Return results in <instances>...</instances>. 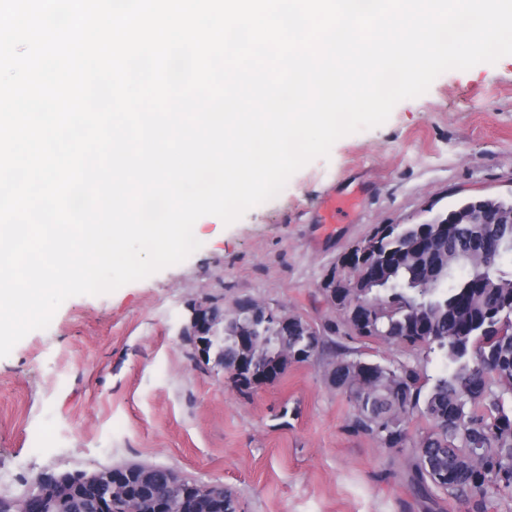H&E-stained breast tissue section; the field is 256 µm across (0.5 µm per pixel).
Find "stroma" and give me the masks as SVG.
Wrapping results in <instances>:
<instances>
[{
    "label": "stroma",
    "instance_id": "stroma-1",
    "mask_svg": "<svg viewBox=\"0 0 512 512\" xmlns=\"http://www.w3.org/2000/svg\"><path fill=\"white\" fill-rule=\"evenodd\" d=\"M335 190L357 206L321 223ZM510 195L512 55L442 73L236 222L199 218L201 246L182 263L65 300L0 358V495L44 472L139 462L224 487L243 512H471L463 497L414 496L405 452L349 432L353 403L327 380L330 353L243 392L196 360L181 330L194 304L240 297L320 326L336 316L323 280L375 227Z\"/></svg>",
    "mask_w": 512,
    "mask_h": 512
}]
</instances>
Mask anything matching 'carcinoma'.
I'll return each instance as SVG.
<instances>
[{
  "instance_id": "1",
  "label": "carcinoma",
  "mask_w": 512,
  "mask_h": 512,
  "mask_svg": "<svg viewBox=\"0 0 512 512\" xmlns=\"http://www.w3.org/2000/svg\"><path fill=\"white\" fill-rule=\"evenodd\" d=\"M474 202L375 229L367 257L385 260L388 272L379 287L356 289L372 301L359 332L340 308L350 289L338 288L339 318L330 336L309 335L300 320L285 331L277 310L246 297L237 299L216 345L225 372L242 361L271 381L284 374L286 355L304 362L331 351L328 380L354 405L348 430L384 448L408 450L405 480L414 495L466 497L475 512H485L494 498L512 499V270L505 269L512 261V224L439 226ZM422 236L437 241L410 249ZM374 343L397 344L425 360L437 354L443 369L430 375L419 360H369L363 349ZM416 413L430 427L412 435L406 420Z\"/></svg>"
}]
</instances>
